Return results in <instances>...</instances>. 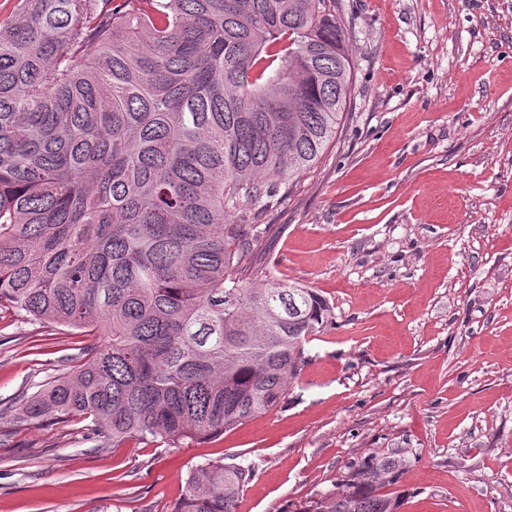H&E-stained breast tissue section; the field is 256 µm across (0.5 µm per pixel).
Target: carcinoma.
I'll return each mask as SVG.
<instances>
[{
  "mask_svg": "<svg viewBox=\"0 0 512 512\" xmlns=\"http://www.w3.org/2000/svg\"><path fill=\"white\" fill-rule=\"evenodd\" d=\"M111 2L0 24V305L99 337L16 419L176 444L283 403L335 323L241 222L336 137L354 67L337 0ZM254 476L205 463L174 512H236ZM398 476L372 453L315 512H397Z\"/></svg>",
  "mask_w": 512,
  "mask_h": 512,
  "instance_id": "carcinoma-1",
  "label": "carcinoma"
}]
</instances>
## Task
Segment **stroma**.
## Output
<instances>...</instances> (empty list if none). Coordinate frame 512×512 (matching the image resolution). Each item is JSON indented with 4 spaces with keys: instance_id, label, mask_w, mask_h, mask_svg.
<instances>
[{
    "instance_id": "obj_1",
    "label": "stroma",
    "mask_w": 512,
    "mask_h": 512,
    "mask_svg": "<svg viewBox=\"0 0 512 512\" xmlns=\"http://www.w3.org/2000/svg\"><path fill=\"white\" fill-rule=\"evenodd\" d=\"M353 90L332 143L260 210L273 274L336 327L299 386L222 435L102 447L14 423L90 337L0 308V512H173L191 468L252 466L237 512H310L400 463L398 512H512V0H338Z\"/></svg>"
}]
</instances>
